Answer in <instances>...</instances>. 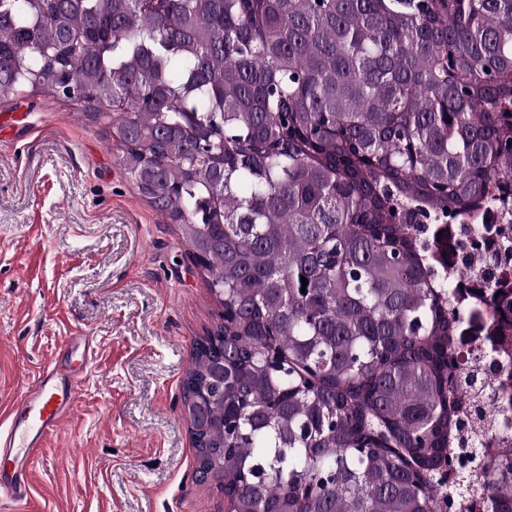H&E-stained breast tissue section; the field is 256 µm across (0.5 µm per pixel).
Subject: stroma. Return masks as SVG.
I'll list each match as a JSON object with an SVG mask.
<instances>
[{
    "label": "stroma",
    "instance_id": "obj_1",
    "mask_svg": "<svg viewBox=\"0 0 512 512\" xmlns=\"http://www.w3.org/2000/svg\"><path fill=\"white\" fill-rule=\"evenodd\" d=\"M0 416L68 336L97 344L21 506L224 512L195 479L182 382L220 310L174 224L118 162L106 124L52 93L0 94Z\"/></svg>",
    "mask_w": 512,
    "mask_h": 512
}]
</instances>
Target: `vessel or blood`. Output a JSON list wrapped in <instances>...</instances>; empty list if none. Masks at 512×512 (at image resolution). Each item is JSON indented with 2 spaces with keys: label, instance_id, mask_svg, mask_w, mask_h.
<instances>
[{
  "label": "vessel or blood",
  "instance_id": "vessel-or-blood-1",
  "mask_svg": "<svg viewBox=\"0 0 512 512\" xmlns=\"http://www.w3.org/2000/svg\"><path fill=\"white\" fill-rule=\"evenodd\" d=\"M77 345L82 348L83 363L92 364V343L68 337L10 407L7 435L0 438V461L11 464L12 474L7 477L0 473V497L7 496L18 503L27 498L26 463L40 453L44 439L61 426L80 387L78 379L64 377V368Z\"/></svg>",
  "mask_w": 512,
  "mask_h": 512
}]
</instances>
